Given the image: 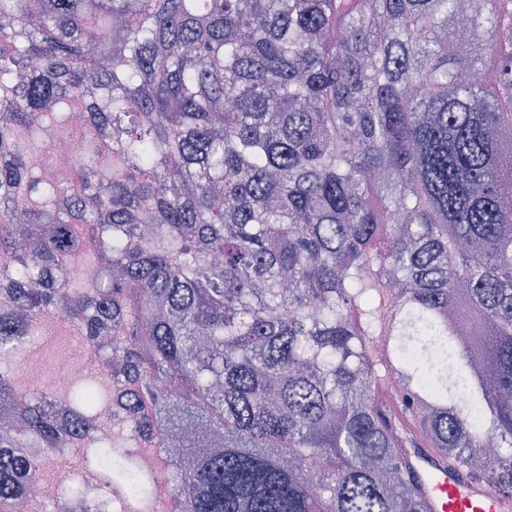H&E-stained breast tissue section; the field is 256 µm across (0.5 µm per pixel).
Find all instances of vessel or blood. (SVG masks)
<instances>
[{"label": "vessel or blood", "mask_w": 512, "mask_h": 512, "mask_svg": "<svg viewBox=\"0 0 512 512\" xmlns=\"http://www.w3.org/2000/svg\"><path fill=\"white\" fill-rule=\"evenodd\" d=\"M407 456L429 512H512L511 498L464 478L425 449H408Z\"/></svg>", "instance_id": "1"}]
</instances>
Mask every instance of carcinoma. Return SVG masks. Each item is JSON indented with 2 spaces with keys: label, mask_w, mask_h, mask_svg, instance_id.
Here are the masks:
<instances>
[{
  "label": "carcinoma",
  "mask_w": 512,
  "mask_h": 512,
  "mask_svg": "<svg viewBox=\"0 0 512 512\" xmlns=\"http://www.w3.org/2000/svg\"><path fill=\"white\" fill-rule=\"evenodd\" d=\"M510 31L512 0H0V512H46L59 457L78 512H429L407 448L512 496ZM57 320L112 375L19 388ZM81 149L82 142L80 139L66 141L59 146L51 161V169L56 177L66 173L70 161L76 154H80ZM71 476L70 463L63 459L56 463L53 478L44 483L41 481L35 484V496L37 501L56 499L61 492L63 484H65Z\"/></svg>",
  "instance_id": "1"
}]
</instances>
